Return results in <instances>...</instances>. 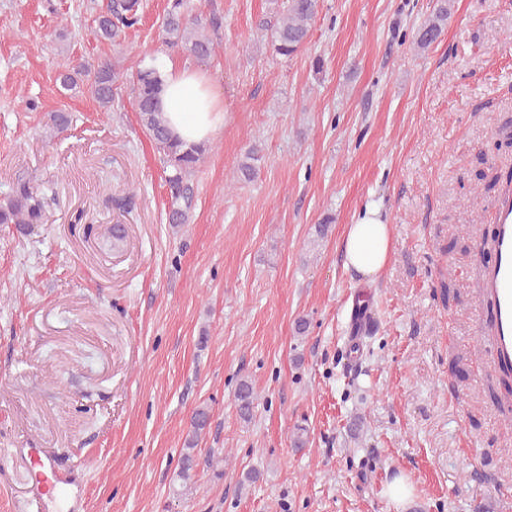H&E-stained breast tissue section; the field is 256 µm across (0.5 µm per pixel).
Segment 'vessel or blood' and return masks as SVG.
I'll list each match as a JSON object with an SVG mask.
<instances>
[{
	"label": "vessel or blood",
	"mask_w": 512,
	"mask_h": 512,
	"mask_svg": "<svg viewBox=\"0 0 512 512\" xmlns=\"http://www.w3.org/2000/svg\"><path fill=\"white\" fill-rule=\"evenodd\" d=\"M493 248L496 262L485 274L486 292L494 309L491 342L496 364L506 367L512 365V192L495 206ZM24 454L32 468L34 512H48L50 501L70 496L73 483L44 461L41 449L28 448Z\"/></svg>",
	"instance_id": "vessel-or-blood-1"
}]
</instances>
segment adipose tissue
I'll list each match as a JSON object with an SVG mask.
<instances>
[{
	"label": "adipose tissue",
	"instance_id": "ef3b65f1",
	"mask_svg": "<svg viewBox=\"0 0 512 512\" xmlns=\"http://www.w3.org/2000/svg\"><path fill=\"white\" fill-rule=\"evenodd\" d=\"M160 109L171 134L188 144L210 140L224 125V99L213 79L187 63H166ZM342 249L345 266L355 274L376 278L389 260L390 226L380 207L370 204L348 225Z\"/></svg>",
	"mask_w": 512,
	"mask_h": 512
}]
</instances>
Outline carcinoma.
<instances>
[{"instance_id":"obj_1","label":"carcinoma","mask_w":512,"mask_h":512,"mask_svg":"<svg viewBox=\"0 0 512 512\" xmlns=\"http://www.w3.org/2000/svg\"><path fill=\"white\" fill-rule=\"evenodd\" d=\"M319 7L320 0H287L286 12L276 25L277 54L291 58L305 46ZM451 7V0H440L431 17L416 29L414 44L418 49L425 50L438 40ZM140 9L141 0H108L105 9L95 18L99 38L117 44L126 30L139 22ZM222 25L223 17L216 10L210 13L205 27L201 19L193 15L189 0H166L162 32L164 42L171 48L182 49L198 60L209 59L216 52V38ZM57 81L67 90L86 87L91 98L106 112L112 111L123 89H130L140 126L153 142L163 164L168 196L166 223L174 226L190 223L196 208L193 176L207 144H186L171 136L158 107L163 90L160 67L142 61L129 73L108 60L96 64L72 61L58 72ZM257 159V149L252 148L238 163L243 178L249 180L254 176L253 161ZM45 207V198L34 193L29 181L20 179L9 193L0 197V224L11 225L17 233L25 235L32 225L42 223ZM235 407L241 420L249 422L254 417L256 395L252 384L246 380L238 384ZM208 425V411L197 409L190 419L187 449L197 445L198 437Z\"/></svg>"}]
</instances>
